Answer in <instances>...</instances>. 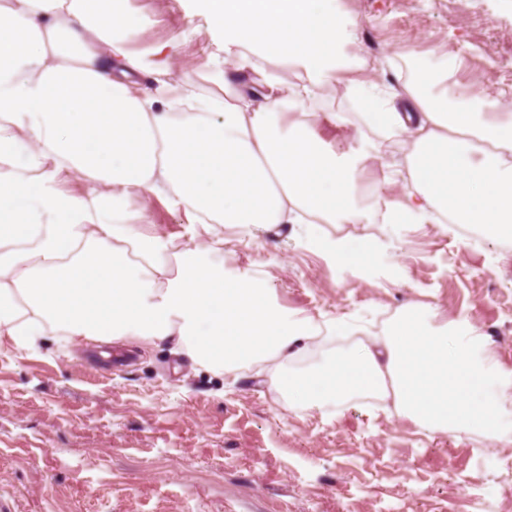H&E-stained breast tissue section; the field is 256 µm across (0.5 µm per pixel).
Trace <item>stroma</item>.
I'll use <instances>...</instances> for the list:
<instances>
[{"label":"stroma","instance_id":"35a3bbf8","mask_svg":"<svg viewBox=\"0 0 512 512\" xmlns=\"http://www.w3.org/2000/svg\"><path fill=\"white\" fill-rule=\"evenodd\" d=\"M360 23L357 52L396 85L415 58L458 55L461 85L491 91L512 114V0H339ZM145 32L137 49L178 36L173 75L215 83L224 38L204 0H126ZM308 121L343 147L324 113L352 117L347 97L317 99ZM151 228L187 244L182 212L158 201ZM366 241L383 265L332 267L294 224L224 230V265L259 269L280 304L318 321L380 317L409 304L464 314L512 373V242L471 243L440 224H330ZM272 364L235 375L194 365L173 344L47 335L26 350L0 340V500L11 512H512V444L427 433L362 399L321 415L292 410Z\"/></svg>","mask_w":512,"mask_h":512}]
</instances>
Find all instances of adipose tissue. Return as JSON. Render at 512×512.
Returning <instances> with one entry per match:
<instances>
[{"label": "adipose tissue", "mask_w": 512, "mask_h": 512, "mask_svg": "<svg viewBox=\"0 0 512 512\" xmlns=\"http://www.w3.org/2000/svg\"><path fill=\"white\" fill-rule=\"evenodd\" d=\"M98 0H0V339L26 348L73 339L173 342L194 363L230 374L285 365L274 386L291 408L325 412L391 393L393 413L427 432L512 436V376L467 317L399 310L383 335L297 372L318 335L312 315L280 306L259 272L224 268V225L296 224L330 263L373 264L368 248L328 236L329 224L477 226L512 239V114L488 92L454 84L453 57L416 62L399 86L355 73L347 50L358 20L338 0H223L209 13L235 71L270 56L297 61L305 81L186 97L174 46L131 48L138 16ZM152 75L153 89L139 77ZM334 83L363 104L339 150L294 114ZM381 127L407 149L384 163ZM405 176L403 199L380 211L357 201L359 175ZM87 187L67 191L70 181ZM184 213L191 243L148 230L131 197Z\"/></svg>", "instance_id": "1"}]
</instances>
